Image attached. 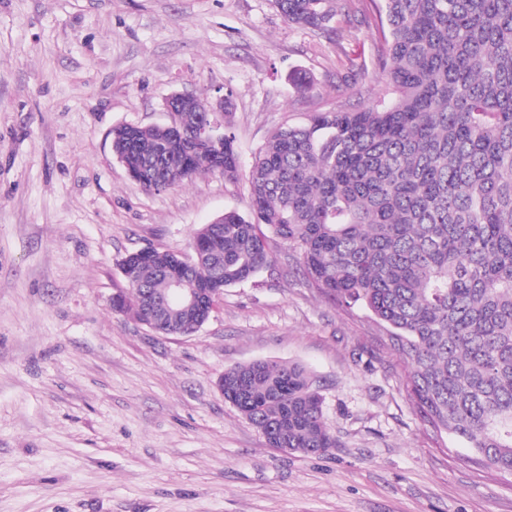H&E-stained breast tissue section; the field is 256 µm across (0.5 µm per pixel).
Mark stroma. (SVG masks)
<instances>
[{"label":"stroma","mask_w":512,"mask_h":512,"mask_svg":"<svg viewBox=\"0 0 512 512\" xmlns=\"http://www.w3.org/2000/svg\"><path fill=\"white\" fill-rule=\"evenodd\" d=\"M380 4L328 36L273 0H0V512H512V475L437 436L376 319L312 288L279 238L192 335L112 308L126 254L190 253L250 211L243 176L144 191L112 126L225 95L249 167L275 128L386 95ZM253 361L310 373L338 447H271L225 402L219 378Z\"/></svg>","instance_id":"stroma-1"}]
</instances>
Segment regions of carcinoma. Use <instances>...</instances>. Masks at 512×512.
<instances>
[{
	"label": "carcinoma",
	"instance_id": "obj_1",
	"mask_svg": "<svg viewBox=\"0 0 512 512\" xmlns=\"http://www.w3.org/2000/svg\"><path fill=\"white\" fill-rule=\"evenodd\" d=\"M350 0H274L292 25L327 35ZM390 96L273 130L248 173L247 215L224 212L193 238L185 276L224 287L271 269L268 235L288 242L311 283L367 309L388 331L406 387L436 432L512 474V0H382ZM224 152L173 143L163 126L112 127V155L147 191L241 160L224 113ZM187 138L209 121L194 99ZM176 254L126 255L120 312L148 318L179 271ZM232 404L275 448L338 447L306 370L253 362L232 371Z\"/></svg>",
	"mask_w": 512,
	"mask_h": 512
}]
</instances>
